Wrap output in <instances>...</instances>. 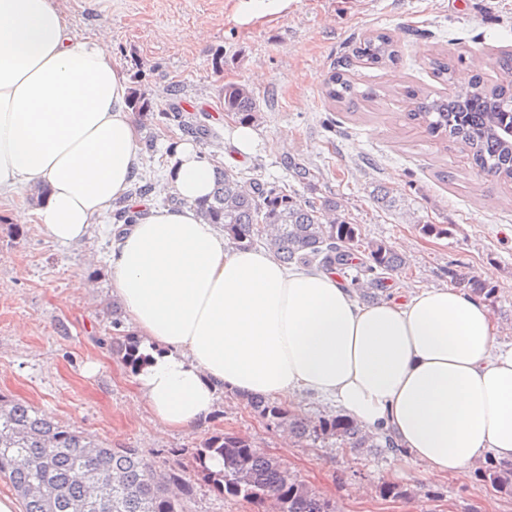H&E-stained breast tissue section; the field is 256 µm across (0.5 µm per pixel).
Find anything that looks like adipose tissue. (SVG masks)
<instances>
[{
  "instance_id": "adipose-tissue-1",
  "label": "adipose tissue",
  "mask_w": 512,
  "mask_h": 512,
  "mask_svg": "<svg viewBox=\"0 0 512 512\" xmlns=\"http://www.w3.org/2000/svg\"><path fill=\"white\" fill-rule=\"evenodd\" d=\"M130 90L107 34L78 37L57 0H0V200L37 199L12 221L62 245L105 224L143 165ZM167 158L176 205L142 208L107 257L157 424L193 429L227 391L288 405L308 392L390 438L399 470L512 464V345L486 303L443 286L368 304L335 273L228 248L195 208L215 165L190 141Z\"/></svg>"
}]
</instances>
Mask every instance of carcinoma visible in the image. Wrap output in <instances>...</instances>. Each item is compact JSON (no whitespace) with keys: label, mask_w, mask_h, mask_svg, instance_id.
I'll return each instance as SVG.
<instances>
[{"label":"carcinoma","mask_w":512,"mask_h":512,"mask_svg":"<svg viewBox=\"0 0 512 512\" xmlns=\"http://www.w3.org/2000/svg\"><path fill=\"white\" fill-rule=\"evenodd\" d=\"M365 65L387 66L399 50L385 33L366 36L355 48ZM429 66L438 79L456 85L451 96H432L419 86L401 95L413 108L408 118L419 121L428 133L451 142L467 155L477 171L496 180L512 181V54L496 61L499 78L489 84L475 63L442 51L430 55ZM325 99L336 109L359 97L374 99L369 88L341 69L326 81ZM224 112L240 123L259 118L253 90L246 84L224 85ZM129 105L142 124L154 119L151 102L134 95ZM282 165L292 178L309 187L318 175L300 157L288 154ZM210 224L224 227V235L237 248H250L259 239L284 263L336 268L347 287L367 302L380 299L386 280L407 271V260L383 242L362 235L337 197L315 202L255 176L248 179L226 170L217 173L210 198L198 204ZM356 273L351 275L349 270ZM465 294L484 292L480 280L467 272L455 275ZM123 359L138 366L144 361L130 338L116 341ZM250 409L268 424L288 429L313 445L329 438L340 448H376L377 437L354 420L336 415L311 417L269 398H250ZM220 459L222 469L207 462ZM202 476L224 495L247 504H266L270 512H338L336 502L321 495L278 461L258 451L232 432L212 436L197 449ZM0 475L24 502V512H185L184 498L193 486L177 475L153 470L134 448H113L104 442L39 414L31 404L0 394ZM500 492L512 495V466L488 464L484 471Z\"/></svg>","instance_id":"carcinoma-1"}]
</instances>
